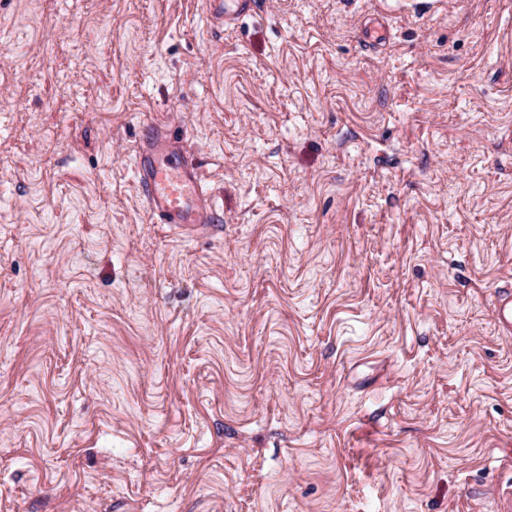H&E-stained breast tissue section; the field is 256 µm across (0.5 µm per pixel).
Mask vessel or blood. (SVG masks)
<instances>
[{"label": "vessel or blood", "mask_w": 512, "mask_h": 512, "mask_svg": "<svg viewBox=\"0 0 512 512\" xmlns=\"http://www.w3.org/2000/svg\"><path fill=\"white\" fill-rule=\"evenodd\" d=\"M255 0H206L210 16L220 22L251 10ZM136 182L153 223L204 228L215 216L201 175L176 146L165 127H148L135 150Z\"/></svg>", "instance_id": "obj_1"}]
</instances>
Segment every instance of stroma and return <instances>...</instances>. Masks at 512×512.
Instances as JSON below:
<instances>
[{
    "label": "stroma",
    "instance_id": "35a3bbf8",
    "mask_svg": "<svg viewBox=\"0 0 512 512\" xmlns=\"http://www.w3.org/2000/svg\"><path fill=\"white\" fill-rule=\"evenodd\" d=\"M506 290L512 0H0V512H496ZM254 3L255 0H207L206 7L213 19L224 22L250 11ZM136 182L155 224L206 228L214 223L211 196L198 168L164 126H149L135 150Z\"/></svg>",
    "mask_w": 512,
    "mask_h": 512
}]
</instances>
